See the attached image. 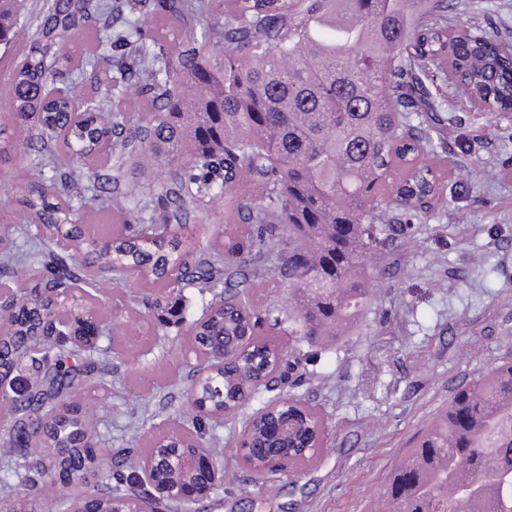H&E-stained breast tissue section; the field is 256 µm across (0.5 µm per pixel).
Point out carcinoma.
I'll return each instance as SVG.
<instances>
[{
    "label": "carcinoma",
    "instance_id": "cac0c4a2",
    "mask_svg": "<svg viewBox=\"0 0 512 512\" xmlns=\"http://www.w3.org/2000/svg\"><path fill=\"white\" fill-rule=\"evenodd\" d=\"M142 0H48L42 12L19 0H0V46L24 49L23 65L10 70L7 111H0V164L39 155L55 172L52 191L32 187L22 204L36 227L25 251L0 254L12 277H37L44 291L77 287L95 302L88 256L112 238L110 269L143 291V306L157 329L183 321L173 295H201L219 284L224 310L212 331L224 335L233 362L224 367V405L254 398L258 377L274 380L281 363L276 343L261 334L263 317L288 322L308 340L339 339L359 328L372 304L370 285L383 266L371 264L406 227L394 216L428 212L445 183L430 160L444 149L447 126L429 84L441 78L446 57L462 77L451 95L470 104L491 98L512 112V56L500 43L467 30L448 34V0H225L224 20L202 19L205 0H154L156 25L131 15ZM94 23L98 46L119 52L112 76L101 78L100 59L75 51L56 54L71 31ZM67 77L91 72L107 93L92 97L85 120L73 123L63 99L50 94L49 71ZM133 90L153 112L142 120L117 110L114 91ZM112 138L113 189L126 169L141 172L147 195L121 204L100 181L82 179L79 166L97 161L101 125ZM92 194L98 212L130 214L135 224H114L112 234L86 230L78 270L56 277L64 249L43 227L73 223L72 202ZM233 198L245 230H229L224 247L209 242L188 214ZM152 224H174L171 241L155 247L139 237ZM196 255L171 282L161 273L174 257ZM257 281L288 283V310L258 315L244 292ZM4 305L19 312L18 337L7 352L26 355L36 371L27 390L12 397L30 429L48 421L55 404L101 381L103 369L81 350L64 349L55 335L48 296L0 282ZM295 412L320 427V411L298 399ZM267 419L252 413L243 429L248 455L271 457L293 472L319 450L265 437ZM5 433V464L17 483L0 481V505L18 487L54 484L53 471L35 452L17 448ZM147 448L128 451L126 466L107 460L97 472L82 466L81 485L98 476L104 488L88 498L144 494L139 460ZM406 466L386 478L379 498L395 512H512V359L503 358L477 379L454 389L448 406L407 450Z\"/></svg>",
    "mask_w": 512,
    "mask_h": 512
}]
</instances>
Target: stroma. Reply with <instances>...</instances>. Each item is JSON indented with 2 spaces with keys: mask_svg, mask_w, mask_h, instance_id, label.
I'll use <instances>...</instances> for the list:
<instances>
[{
  "mask_svg": "<svg viewBox=\"0 0 512 512\" xmlns=\"http://www.w3.org/2000/svg\"><path fill=\"white\" fill-rule=\"evenodd\" d=\"M452 23L512 42V0H454ZM448 114L441 164L445 202L411 217L406 235L384 257L365 327L338 341L296 345L281 333L291 368L265 396H299L328 423V444L301 474L256 488L236 450L247 404L222 424L203 422L224 446V483L191 512H363L416 433L442 411L453 388L512 355V112H481L433 86ZM51 169L22 157L0 165V225L15 248L31 229L20 184L49 187ZM93 293L104 333L93 356L107 376L71 398L88 410L97 448L127 447L132 424L149 444L160 424L191 415L193 382L186 329L168 356L139 318L140 293L113 272L98 273Z\"/></svg>",
  "mask_w": 512,
  "mask_h": 512,
  "instance_id": "1",
  "label": "stroma"
}]
</instances>
